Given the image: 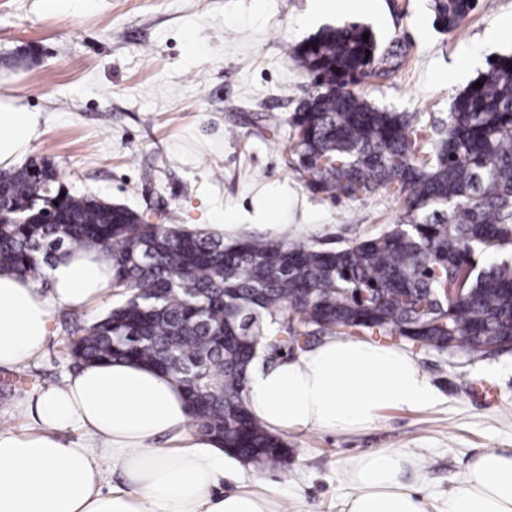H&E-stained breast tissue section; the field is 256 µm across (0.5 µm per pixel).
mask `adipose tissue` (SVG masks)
Returning a JSON list of instances; mask_svg holds the SVG:
<instances>
[{"label": "adipose tissue", "mask_w": 512, "mask_h": 512, "mask_svg": "<svg viewBox=\"0 0 512 512\" xmlns=\"http://www.w3.org/2000/svg\"><path fill=\"white\" fill-rule=\"evenodd\" d=\"M38 113L0 99V168L36 139ZM49 288L0 270V367L42 356L52 314L84 309L112 290V256L92 247L46 266ZM436 392L405 352L363 340L326 338L312 350L249 375L245 402L266 429L288 435L370 428L380 410L432 406ZM27 425L0 429V512H284L261 479L224 493L228 456L217 438L191 433L184 389L154 367L115 361L82 366L18 403ZM398 451L350 462L344 512H428L403 481ZM122 480L113 483V471ZM447 512H512V454L487 451L448 496Z\"/></svg>", "instance_id": "ef3b65f1"}]
</instances>
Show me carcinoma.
<instances>
[{"instance_id": "obj_1", "label": "carcinoma", "mask_w": 512, "mask_h": 512, "mask_svg": "<svg viewBox=\"0 0 512 512\" xmlns=\"http://www.w3.org/2000/svg\"><path fill=\"white\" fill-rule=\"evenodd\" d=\"M433 4L448 31L476 7ZM365 33L328 27L293 48L314 90L294 114L296 140L283 158L332 199L394 194L403 221L367 239L334 249L225 239L73 194L53 166L0 170V268L35 278L57 248L112 255V288L124 301L67 342L74 364L154 366L185 390L198 431L262 470L283 468L288 456L243 402L248 366L264 349L294 357L323 336L378 334L439 352L512 345V261H477L512 245V55L455 97L448 125L427 127L355 91L399 66L398 51ZM448 288L465 289V303L452 305Z\"/></svg>"}]
</instances>
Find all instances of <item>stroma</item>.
I'll return each instance as SVG.
<instances>
[{
	"label": "stroma",
	"instance_id": "1",
	"mask_svg": "<svg viewBox=\"0 0 512 512\" xmlns=\"http://www.w3.org/2000/svg\"><path fill=\"white\" fill-rule=\"evenodd\" d=\"M309 12L310 0H0V96L39 113L25 158L51 161L72 193L166 224H236L247 236L266 234L277 199L288 242L352 243L398 223L402 205L388 192L331 199L285 167L291 118L312 91L291 47L326 26L367 27L403 57L392 76L365 79L359 92L438 124L490 58L512 52V36L487 38L512 19V0H480L452 32L435 24L432 0H379L375 13L355 16ZM260 114L274 117V130L259 127ZM117 302L55 312L44 355L0 369V426L16 425L11 407L26 392L75 373L66 337ZM406 351L433 385L434 406L384 410L352 434L288 435L287 467L229 470L222 489L260 478L277 485L286 512H342L344 465L389 449L420 460L404 480L440 512L475 456L512 453V352Z\"/></svg>",
	"mask_w": 512,
	"mask_h": 512
}]
</instances>
